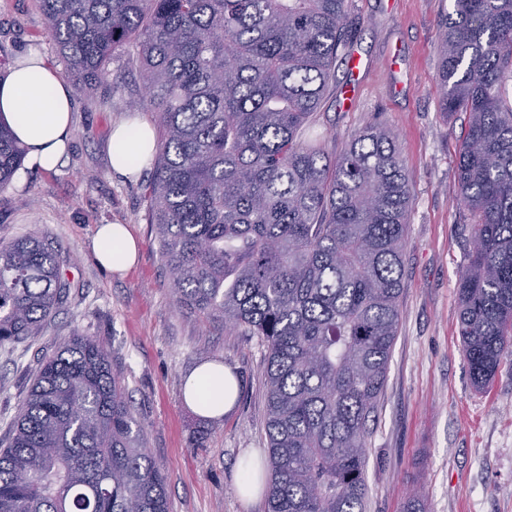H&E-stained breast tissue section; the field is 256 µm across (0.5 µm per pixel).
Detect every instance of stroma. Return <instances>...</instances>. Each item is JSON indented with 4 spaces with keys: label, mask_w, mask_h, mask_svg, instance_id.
I'll list each match as a JSON object with an SVG mask.
<instances>
[{
    "label": "stroma",
    "mask_w": 512,
    "mask_h": 512,
    "mask_svg": "<svg viewBox=\"0 0 512 512\" xmlns=\"http://www.w3.org/2000/svg\"><path fill=\"white\" fill-rule=\"evenodd\" d=\"M451 0H351V37L309 133L335 158L363 126L396 137L411 180L403 256L401 321L378 411L368 423L365 512H404L419 490L427 512H512V357L487 390L470 381L458 333V272L471 247V219L457 202L456 155L465 113L441 111L437 95L442 21ZM64 64L38 0H0V74L22 49ZM363 67L351 74L348 61ZM352 86L351 105L340 91ZM105 98L73 95L71 148L54 172L21 168L0 190V240L37 230L68 254L72 288L39 335L0 347V447L42 361L72 332L102 339L128 392L146 448L167 478L170 512H268V495L244 500L243 464L267 460L266 349L258 337L208 323L175 307L159 247L147 222L145 185L112 174L108 141L142 111V87L126 53L113 57ZM124 224L140 242L136 266L103 272L89 242L97 225ZM221 362L239 379L231 413H193L186 376Z\"/></svg>",
    "instance_id": "35a3bbf8"
}]
</instances>
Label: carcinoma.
<instances>
[{
  "label": "carcinoma",
  "mask_w": 512,
  "mask_h": 512,
  "mask_svg": "<svg viewBox=\"0 0 512 512\" xmlns=\"http://www.w3.org/2000/svg\"><path fill=\"white\" fill-rule=\"evenodd\" d=\"M439 104L464 112L458 201L473 249L458 331L473 386L512 356V0H452ZM65 72L96 97L134 45L161 139L148 219L175 304L267 348L269 512H364L367 423L400 321L411 185L372 124L328 159L307 137L351 33L348 0H39ZM24 151L0 126V190ZM61 248L0 243V346L67 299ZM0 512H169L108 346L74 334L0 448Z\"/></svg>",
  "instance_id": "carcinoma-1"
}]
</instances>
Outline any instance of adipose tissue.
I'll use <instances>...</instances> for the list:
<instances>
[{
    "label": "adipose tissue",
    "mask_w": 512,
    "mask_h": 512,
    "mask_svg": "<svg viewBox=\"0 0 512 512\" xmlns=\"http://www.w3.org/2000/svg\"><path fill=\"white\" fill-rule=\"evenodd\" d=\"M73 91L35 50L19 53L17 62L0 76V124L7 126L24 147L28 167L53 170L71 141ZM149 125L130 120L117 125L109 142L112 170L133 177L155 152ZM139 242L127 225L100 224L90 241L96 264L109 273L136 265ZM238 381L220 362L195 368L185 379L183 400L198 415L216 419L236 403Z\"/></svg>",
    "instance_id": "adipose-tissue-1"
}]
</instances>
